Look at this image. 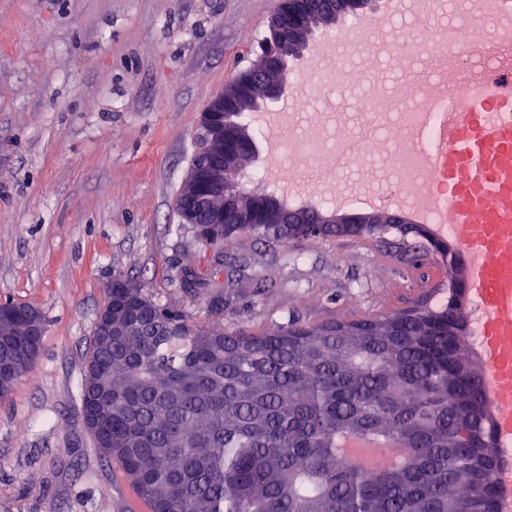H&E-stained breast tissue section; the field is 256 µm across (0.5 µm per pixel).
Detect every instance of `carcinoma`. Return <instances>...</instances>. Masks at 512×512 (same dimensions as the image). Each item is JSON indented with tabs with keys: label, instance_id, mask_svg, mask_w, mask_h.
<instances>
[{
	"label": "carcinoma",
	"instance_id": "obj_1",
	"mask_svg": "<svg viewBox=\"0 0 512 512\" xmlns=\"http://www.w3.org/2000/svg\"><path fill=\"white\" fill-rule=\"evenodd\" d=\"M250 72L226 93L248 113ZM178 214L206 247L248 233L288 240L280 212L240 228L207 224L185 192ZM224 259L186 269L192 291L233 288ZM125 322L89 346L86 370L112 377V410L91 432L151 512H495L506 464L484 370L442 312L420 306L352 321L291 323L263 333L201 326L145 285L107 291ZM21 374L41 337L21 336ZM376 439L399 460L354 465L342 442ZM487 492H474L475 479Z\"/></svg>",
	"mask_w": 512,
	"mask_h": 512
}]
</instances>
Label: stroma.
Returning a JSON list of instances; mask_svg holds the SVG:
<instances>
[{"instance_id":"stroma-1","label":"stroma","mask_w":512,"mask_h":512,"mask_svg":"<svg viewBox=\"0 0 512 512\" xmlns=\"http://www.w3.org/2000/svg\"><path fill=\"white\" fill-rule=\"evenodd\" d=\"M281 0H0V302L41 312L36 366L0 399V512H136L122 470L94 448L78 406L90 340L112 277L146 284L157 303L203 326L264 332L437 306L450 272L406 258L397 232L275 242L242 234L224 244L242 261L233 298L216 304L181 288L182 269L212 256L182 224L177 198L203 112L258 63L257 42ZM465 12L443 0L391 29L411 36ZM356 18L334 26L327 74L289 60L296 111L281 115L292 144L312 126L351 145L370 115L350 109L374 84L394 86L381 39L357 42Z\"/></svg>"}]
</instances>
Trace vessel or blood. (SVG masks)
<instances>
[{"label": "vessel or blood", "instance_id": "b4317fda", "mask_svg": "<svg viewBox=\"0 0 512 512\" xmlns=\"http://www.w3.org/2000/svg\"><path fill=\"white\" fill-rule=\"evenodd\" d=\"M491 4L493 37L473 35L468 23L445 27L463 55L431 61L425 111L436 124L418 120L411 144L442 171L437 200L485 309L486 395L504 409L512 405V0Z\"/></svg>", "mask_w": 512, "mask_h": 512}]
</instances>
